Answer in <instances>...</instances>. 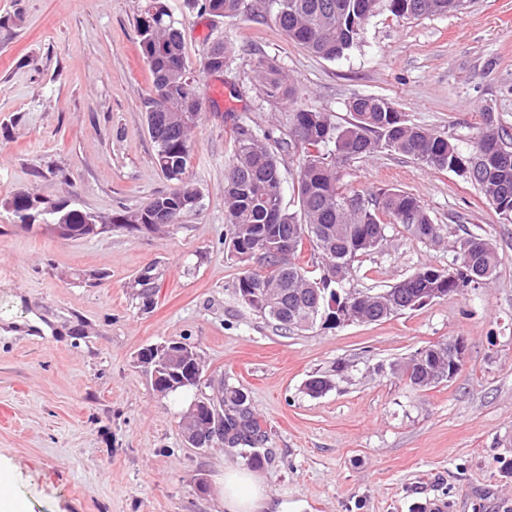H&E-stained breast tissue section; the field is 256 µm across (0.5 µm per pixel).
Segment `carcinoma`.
<instances>
[{
  "mask_svg": "<svg viewBox=\"0 0 512 512\" xmlns=\"http://www.w3.org/2000/svg\"><path fill=\"white\" fill-rule=\"evenodd\" d=\"M204 14L232 17L242 12L262 19L267 3L277 6L275 22L281 31L308 52L336 60L359 43L371 16L386 6L398 17L419 18L448 13H468L474 0H188ZM136 31L144 61L153 75L155 90L163 91L150 102L148 121L156 155L182 160L176 175L164 173L180 186L151 198L144 206L112 217V223L128 225L126 216L141 213L149 217L159 211L177 221L181 192L194 186L185 179L191 155L190 144L181 141L166 124L169 112H192L190 128H195L203 111V100L196 84L189 81L191 72L185 52L182 30L173 20L166 0H146L136 20ZM236 48L221 32H211L204 42L200 67L207 73H222L235 58ZM255 86L268 101L291 106L285 122L276 121L262 129L239 119L232 112L229 136L233 142L232 158L224 174V211L228 234L251 246L264 237L285 229L294 235L295 246L287 259L267 254L259 259V269L242 272L234 284L235 291L246 288L280 289L273 311L257 306L251 309L288 330L294 321L307 314L316 294L326 295L336 305H343L346 289L343 280L323 282V269L334 263L338 271L350 267L356 258L379 248L386 240L390 224H401L420 239L437 237L434 224L420 200L398 188L382 189L371 198L342 189L341 169L351 161L382 149L394 152L438 170L454 171L476 184L487 203L512 221V145L509 133L495 126L490 113H484L471 151L464 153L447 135L414 126L388 99L376 95L353 97L351 120L345 126L332 122L330 114L296 104V86L277 66L261 62L256 66ZM297 157L298 168L293 190L298 210L283 206L281 157ZM29 198L18 192L6 207L18 224L36 223ZM310 247L313 262L301 261L305 247ZM463 251L457 268L441 271L426 267L391 286L406 304L412 296L427 288H441L453 293L470 284L487 285L500 265L496 249L487 240L470 235L460 241ZM370 293L354 305L358 316L371 322L382 321V308L369 302ZM175 382L191 380L194 372L187 361L191 351L177 347ZM412 366L410 383L419 384L439 366L448 369L452 358H442L436 345L425 352L415 351L408 357ZM224 440L241 447V457L248 465L262 464L259 453L252 451L265 438L252 414L247 396L240 390L224 387Z\"/></svg>",
  "mask_w": 512,
  "mask_h": 512,
  "instance_id": "obj_1",
  "label": "carcinoma"
}]
</instances>
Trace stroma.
<instances>
[{"label":"stroma","instance_id":"1","mask_svg":"<svg viewBox=\"0 0 512 512\" xmlns=\"http://www.w3.org/2000/svg\"><path fill=\"white\" fill-rule=\"evenodd\" d=\"M144 3L0 0V474L24 512H225L218 487L225 468H245L239 448L188 446L194 391L156 393L137 360L172 340L196 348L207 378L246 394L265 433L268 512H512V223L452 171L384 150L358 159L341 171L347 192H411L439 237L389 225L346 288L448 269L468 233L496 247L497 274L381 322L284 331L236 294L243 266L228 254L224 214L225 113L264 127L288 109L254 89L262 60L295 81L299 104L339 125L362 94L465 152L484 111L512 132V0H475L463 16L380 10L336 60L292 42L273 17L213 18L167 0L205 100L187 172L200 208L160 235L113 227L63 240L15 223L4 203L20 191L109 216L173 189L145 127ZM215 28L239 48L221 76L199 65ZM457 337L465 363L452 380L417 389L394 373ZM313 376L331 390L309 396Z\"/></svg>","mask_w":512,"mask_h":512}]
</instances>
